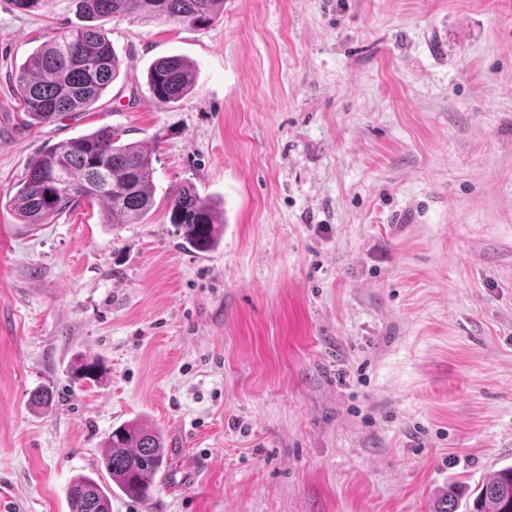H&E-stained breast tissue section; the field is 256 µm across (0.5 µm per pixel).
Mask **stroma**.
Segmentation results:
<instances>
[{
    "instance_id": "35a3bbf8",
    "label": "stroma",
    "mask_w": 512,
    "mask_h": 512,
    "mask_svg": "<svg viewBox=\"0 0 512 512\" xmlns=\"http://www.w3.org/2000/svg\"><path fill=\"white\" fill-rule=\"evenodd\" d=\"M80 22L76 0H0V512H69L135 417L168 469L112 512H435L449 482L511 465L512 0L110 17L120 76L27 126L20 65ZM170 55L195 82L160 107L147 72ZM102 126L155 142L150 213L20 224L29 160ZM186 183L224 207L203 254L166 216ZM81 353L100 378H70Z\"/></svg>"
}]
</instances>
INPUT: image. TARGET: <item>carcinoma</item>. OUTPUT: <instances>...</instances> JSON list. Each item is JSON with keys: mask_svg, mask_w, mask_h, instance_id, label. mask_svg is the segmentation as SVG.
<instances>
[{"mask_svg": "<svg viewBox=\"0 0 512 512\" xmlns=\"http://www.w3.org/2000/svg\"><path fill=\"white\" fill-rule=\"evenodd\" d=\"M91 20L120 14L165 18L197 28L213 21L224 0H78ZM121 62L107 33L97 25L63 27L29 55L17 73L26 124L43 125L69 112L91 108L120 75ZM190 61L171 55L156 60L147 75L151 97L159 106L181 101L192 90ZM119 127L103 126L39 151L14 185L9 206L22 224H43L51 216L83 201L103 207L102 223L111 227L136 224L154 206L152 147L128 142ZM60 171L67 187L52 174ZM166 214L185 245L205 252L216 246L224 231V210L185 185L172 196ZM100 360L80 355L74 374H97ZM103 465L119 492L132 499L148 497L166 469L161 431L133 419L113 429L102 441ZM459 481L448 491L437 512H512V466H505L481 483L472 502ZM70 512H112V494L93 477L80 476L67 491Z\"/></svg>", "mask_w": 512, "mask_h": 512, "instance_id": "cac0c4a2", "label": "carcinoma"}]
</instances>
